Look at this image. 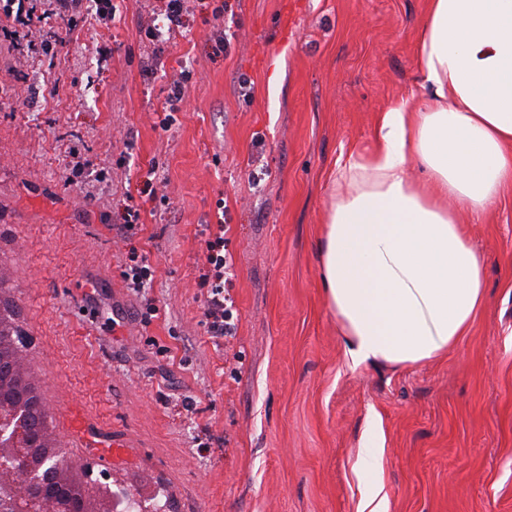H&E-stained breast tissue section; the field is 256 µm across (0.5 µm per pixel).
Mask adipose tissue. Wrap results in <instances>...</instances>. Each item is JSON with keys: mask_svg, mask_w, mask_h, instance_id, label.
Returning <instances> with one entry per match:
<instances>
[{"mask_svg": "<svg viewBox=\"0 0 512 512\" xmlns=\"http://www.w3.org/2000/svg\"><path fill=\"white\" fill-rule=\"evenodd\" d=\"M415 66L421 103L388 107L375 150L338 168L320 247L357 366L413 365L466 334L485 258L455 210L483 215L512 185V0H427Z\"/></svg>", "mask_w": 512, "mask_h": 512, "instance_id": "ef3b65f1", "label": "adipose tissue"}]
</instances>
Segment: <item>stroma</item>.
I'll return each mask as SVG.
<instances>
[{
    "label": "stroma",
    "instance_id": "obj_1",
    "mask_svg": "<svg viewBox=\"0 0 512 512\" xmlns=\"http://www.w3.org/2000/svg\"><path fill=\"white\" fill-rule=\"evenodd\" d=\"M112 2L104 25L98 0L66 20L33 0L52 53L0 18V272L86 481L172 512H359L379 492L386 512H512V186L462 216L486 299L448 355L353 366L321 282L338 165L420 98L427 0H198L173 31L158 0ZM222 224L236 330L218 344L201 276ZM134 255L154 269L142 295Z\"/></svg>",
    "mask_w": 512,
    "mask_h": 512
}]
</instances>
